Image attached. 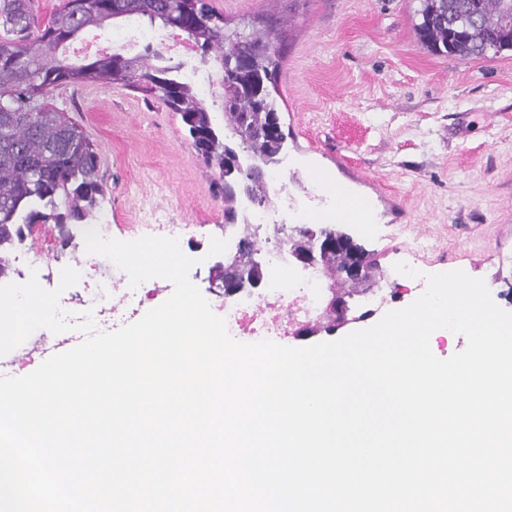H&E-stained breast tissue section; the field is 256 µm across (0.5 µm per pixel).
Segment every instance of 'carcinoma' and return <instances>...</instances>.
I'll return each mask as SVG.
<instances>
[{
    "label": "carcinoma",
    "instance_id": "carcinoma-1",
    "mask_svg": "<svg viewBox=\"0 0 512 512\" xmlns=\"http://www.w3.org/2000/svg\"><path fill=\"white\" fill-rule=\"evenodd\" d=\"M416 24L426 48L450 57L486 58L485 46L512 24L507 0H420ZM209 0H62L42 27L32 22L30 0H0V278L12 271L10 254L38 224H53L62 242L70 227L96 219L105 200L97 148L52 102L62 87L114 84L139 89L181 116L195 151L219 171L225 213L233 210L234 186L256 168L282 162L284 140L268 134L280 125L268 84L281 65L278 53L266 50L267 34L226 31L212 21ZM143 17L184 33L202 55L216 50L224 98V128L180 67L151 62L150 51L127 56L116 50L75 65L60 52L89 29H103L119 18ZM247 55L252 76L238 73L231 59ZM288 250L310 251L314 238L306 230L288 232ZM366 263L383 277L377 260L362 248L332 252L325 274L343 270L352 260ZM261 265L246 267L224 260L218 276L226 283L261 281Z\"/></svg>",
    "mask_w": 512,
    "mask_h": 512
}]
</instances>
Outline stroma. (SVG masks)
<instances>
[{"label": "stroma", "instance_id": "35a3bbf8", "mask_svg": "<svg viewBox=\"0 0 512 512\" xmlns=\"http://www.w3.org/2000/svg\"><path fill=\"white\" fill-rule=\"evenodd\" d=\"M228 29L273 28L282 64L270 94L287 137L289 208L279 222L313 224L317 173L369 203L374 223L347 232L383 270L377 315L422 290L393 266L431 265L483 279L495 303L512 281V51L493 59L429 51L416 34L419 0H210ZM149 43L181 75L211 78L198 53L176 51L180 31L139 19ZM54 103L96 146L115 239L141 224H185L184 253L214 312L211 238L224 235V195L198 159L178 114L115 85L63 87Z\"/></svg>", "mask_w": 512, "mask_h": 512}]
</instances>
